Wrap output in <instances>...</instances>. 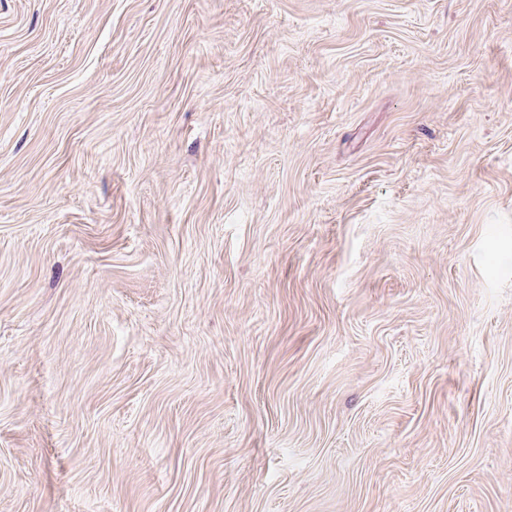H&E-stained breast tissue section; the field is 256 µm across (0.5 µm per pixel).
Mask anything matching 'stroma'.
Listing matches in <instances>:
<instances>
[{
    "label": "stroma",
    "instance_id": "35a3bbf8",
    "mask_svg": "<svg viewBox=\"0 0 512 512\" xmlns=\"http://www.w3.org/2000/svg\"><path fill=\"white\" fill-rule=\"evenodd\" d=\"M0 512H512V0H0Z\"/></svg>",
    "mask_w": 512,
    "mask_h": 512
}]
</instances>
